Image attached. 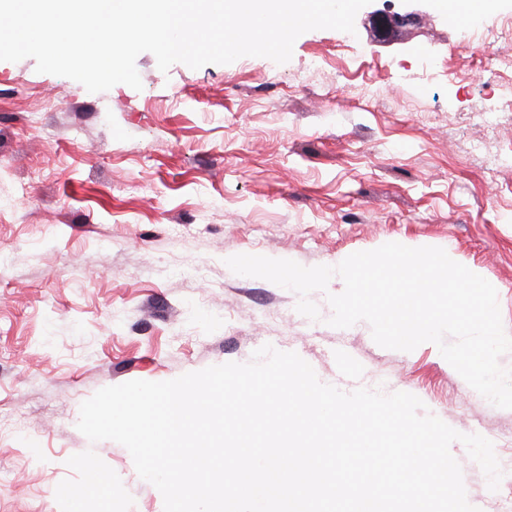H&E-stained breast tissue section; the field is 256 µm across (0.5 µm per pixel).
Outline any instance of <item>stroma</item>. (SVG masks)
Instances as JSON below:
<instances>
[{
	"instance_id": "1",
	"label": "stroma",
	"mask_w": 512,
	"mask_h": 512,
	"mask_svg": "<svg viewBox=\"0 0 512 512\" xmlns=\"http://www.w3.org/2000/svg\"><path fill=\"white\" fill-rule=\"evenodd\" d=\"M512 0L447 15L434 0L391 43L366 12L355 35H300L289 62L260 57L161 72L88 92L35 61H0V512H164L129 451L76 427L96 391L249 362L270 344L350 392H407L512 469V410L493 406L426 342L376 344L367 323L329 326L310 299L225 263L238 254L336 265L397 242L435 246L488 280L512 332V72L459 48L502 35ZM469 502L496 512L462 443ZM112 479L109 504L88 468ZM76 495L69 504L68 495Z\"/></svg>"
}]
</instances>
